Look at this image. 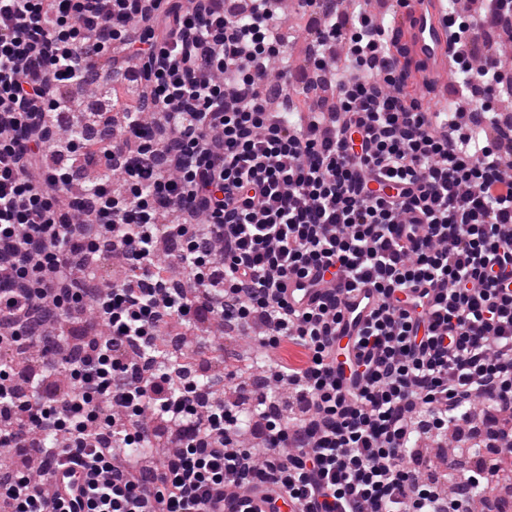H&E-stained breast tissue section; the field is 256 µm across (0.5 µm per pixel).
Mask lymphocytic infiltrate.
<instances>
[{
	"mask_svg": "<svg viewBox=\"0 0 512 512\" xmlns=\"http://www.w3.org/2000/svg\"><path fill=\"white\" fill-rule=\"evenodd\" d=\"M285 0H0V341L22 346L44 307L107 329L43 364L69 386L29 392L0 350V499L47 512L16 457L51 455L85 486L56 512H476L502 485L512 448V120L489 146L478 121L434 128L407 64L342 0H306V105L288 90ZM483 17L453 5L462 98L512 96L478 27L512 36V0ZM82 121L93 141L63 139ZM181 223H160L161 212ZM176 248L169 264L158 245ZM125 275L102 288L100 264ZM323 298L298 309L290 278ZM374 307L336 375L345 292ZM259 324L263 389L248 404L262 453L234 442L239 402L201 392L160 348L172 320ZM300 364L280 358L283 345ZM496 414L494 456L449 482L422 438ZM177 450L160 469L112 460ZM64 430L68 446L34 431Z\"/></svg>",
	"mask_w": 512,
	"mask_h": 512,
	"instance_id": "1",
	"label": "lymphocytic infiltrate"
}]
</instances>
